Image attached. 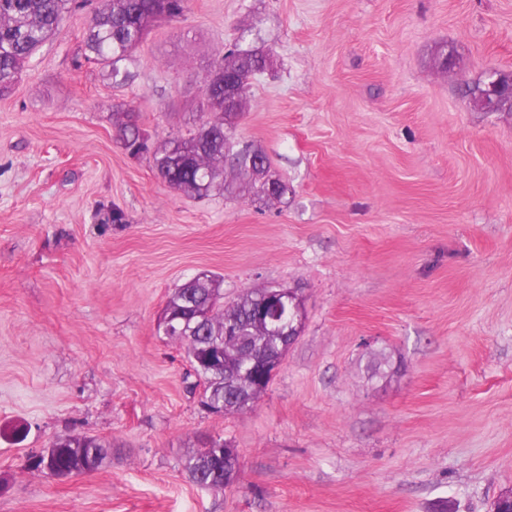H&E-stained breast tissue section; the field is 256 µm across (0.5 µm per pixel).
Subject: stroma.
Listing matches in <instances>:
<instances>
[{
	"label": "stroma",
	"mask_w": 512,
	"mask_h": 512,
	"mask_svg": "<svg viewBox=\"0 0 512 512\" xmlns=\"http://www.w3.org/2000/svg\"><path fill=\"white\" fill-rule=\"evenodd\" d=\"M90 13L0 96V512H489L512 488V110L468 89L512 74V0H189L121 86L75 64ZM236 42L275 61L235 132L288 185L266 204L174 191L112 123L123 103L155 145L185 132ZM203 272L306 307L243 414H208L158 332ZM61 434L111 454L30 469ZM208 436L239 452L223 491L184 472Z\"/></svg>",
	"instance_id": "1"
}]
</instances>
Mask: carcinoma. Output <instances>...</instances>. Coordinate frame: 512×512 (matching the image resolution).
Listing matches in <instances>:
<instances>
[{
	"instance_id": "obj_1",
	"label": "carcinoma",
	"mask_w": 512,
	"mask_h": 512,
	"mask_svg": "<svg viewBox=\"0 0 512 512\" xmlns=\"http://www.w3.org/2000/svg\"><path fill=\"white\" fill-rule=\"evenodd\" d=\"M73 0H0V95L8 92L41 45L55 36ZM188 0H99L92 13L81 46V57L107 68L112 78L124 83L131 78L120 68L130 59L148 32L159 22L182 15ZM273 65L259 47L236 48L225 53L207 74L202 87L199 124L186 135H176L163 145L147 150L158 176L173 190L204 198L215 192L235 195L251 202L278 199L288 187L270 169L264 152L257 147L235 151L233 131L243 112L251 80ZM116 139L125 150L135 147L144 135L134 109L113 113ZM236 153L235 174L224 177V158ZM263 290L247 288L232 301L224 302L220 278L200 273L169 296L163 314L185 312L191 303L197 317L187 328L193 339L183 342L190 365L202 383V394L224 405V414L244 413L262 395L240 380V369L252 354L277 352L281 342L257 322L255 312ZM224 342V377L213 378L202 362L203 344ZM62 447L39 464L49 473L77 475L99 470L108 458V446L96 438L67 435ZM224 440L216 438L209 449L192 451L185 461L189 480L212 490L224 489V478L238 476L237 459H224L219 451Z\"/></svg>"
}]
</instances>
